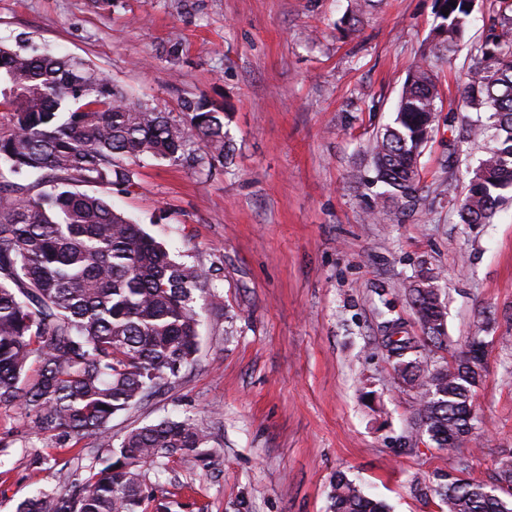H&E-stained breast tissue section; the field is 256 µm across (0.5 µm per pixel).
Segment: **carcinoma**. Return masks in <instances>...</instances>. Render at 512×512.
I'll use <instances>...</instances> for the list:
<instances>
[{
	"mask_svg": "<svg viewBox=\"0 0 512 512\" xmlns=\"http://www.w3.org/2000/svg\"><path fill=\"white\" fill-rule=\"evenodd\" d=\"M485 37L473 48L461 104L440 117L438 76L427 63L406 75L392 121L371 148L381 205L416 198L420 158L448 122V180L469 175L448 198L461 224H490L512 193V0H495ZM430 53L449 58L466 36L475 0H436ZM449 11L445 15L442 10ZM0 95L13 130L0 136V407L19 408L38 431L60 441L93 436L104 455L81 478L62 468L61 487L40 489L15 512H140L148 467L202 455L208 437L188 418L129 430L112 449L115 415L173 382L196 359L198 327L212 274L170 257L163 242L114 209L110 191H126V159L151 155L224 166V107L185 98L176 122L133 100L91 65L35 53L19 39L0 44ZM478 114L472 119L469 113ZM484 142L471 166L466 142ZM41 172L49 192L4 172ZM96 186L87 192L79 186ZM440 277L420 267L405 289L423 341L385 321L384 347L402 383L419 396L420 428L442 449L461 447L473 429V395L482 382L479 336L445 364L429 368L427 347L446 345ZM448 512H512V461L487 485L450 471L435 489ZM333 512H389L343 473L332 483Z\"/></svg>",
	"mask_w": 512,
	"mask_h": 512,
	"instance_id": "obj_1",
	"label": "carcinoma"
}]
</instances>
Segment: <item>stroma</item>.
Returning <instances> with one entry per match:
<instances>
[{
  "mask_svg": "<svg viewBox=\"0 0 512 512\" xmlns=\"http://www.w3.org/2000/svg\"><path fill=\"white\" fill-rule=\"evenodd\" d=\"M349 0H0V43L84 59L134 99L183 120L180 100L224 104L223 167L141 157L114 206L171 256L212 271L220 308H206L200 350L176 383L115 417L112 441L160 418L192 419L206 461L148 473L147 512H330L344 473L391 512H441L418 486L465 462L490 482L512 460V202L494 223H459L448 188V127L420 163L419 197L376 208L369 148L408 73L432 41L435 0H374L359 31ZM493 0H477L465 41L432 59L445 104L467 81L469 51ZM181 42L177 65L162 61ZM440 273L450 360L471 337L486 343L475 429L438 448L415 424L418 396L382 346L385 312L422 330L403 289L420 265ZM0 512L59 469L82 474L98 443L58 444L0 408Z\"/></svg>",
  "mask_w": 512,
  "mask_h": 512,
  "instance_id": "35a3bbf8",
  "label": "stroma"
}]
</instances>
